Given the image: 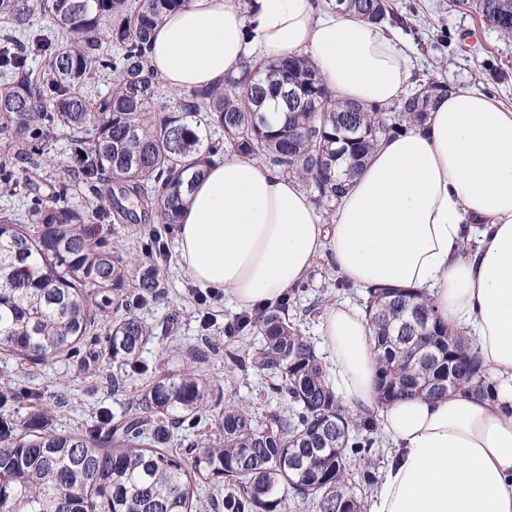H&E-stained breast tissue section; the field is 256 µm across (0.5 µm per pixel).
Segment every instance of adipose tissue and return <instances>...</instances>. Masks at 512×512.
Returning <instances> with one entry per match:
<instances>
[{"label":"adipose tissue","instance_id":"adipose-tissue-1","mask_svg":"<svg viewBox=\"0 0 512 512\" xmlns=\"http://www.w3.org/2000/svg\"><path fill=\"white\" fill-rule=\"evenodd\" d=\"M304 54L344 102L394 103L411 73L388 26L316 0H189L152 36L149 66L173 91L211 87L245 58ZM177 256L236 308L276 305L317 259L352 286L421 293L466 332L495 400L456 393L377 408L362 307L329 306L323 358L342 405L375 410L394 445L369 512H512V110L455 89L424 124L386 136L353 175L332 221L297 181L228 151L188 197Z\"/></svg>","mask_w":512,"mask_h":512}]
</instances>
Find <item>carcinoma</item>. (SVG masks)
<instances>
[{
	"label": "carcinoma",
	"mask_w": 512,
	"mask_h": 512,
	"mask_svg": "<svg viewBox=\"0 0 512 512\" xmlns=\"http://www.w3.org/2000/svg\"><path fill=\"white\" fill-rule=\"evenodd\" d=\"M189 0H0L10 34L0 39V190L19 196L25 216L0 211V355L34 368L81 351L103 317L115 314L105 356L112 388L147 372L154 336L139 310L164 298L160 263L146 248L129 255L94 236L92 224L134 223L170 234L195 180L228 145L276 166L333 210L342 179L405 123H421L447 92H418L388 107L342 102L311 61L244 63L224 86L180 93L163 104L146 46L157 24ZM512 40V0H453ZM363 20L406 26L389 0H341ZM108 42L117 48H103ZM43 66H30L33 56ZM102 81L109 88L92 94ZM280 98V113L266 100ZM65 139L60 161L52 143ZM79 189L94 199L68 205ZM379 370V403L472 390L495 397L479 357L408 289L376 288L364 302ZM290 300L225 328H251L258 344L225 352L231 364L275 377L288 408L256 417L224 402L220 440L190 455L174 434L221 401L192 367L161 370L139 402L104 411L98 424L59 433L38 392L18 399L0 383V512H198L199 491L224 481V512H367L378 480L373 422L345 408L329 388L316 350L288 314Z\"/></svg>",
	"instance_id": "carcinoma-1"
}]
</instances>
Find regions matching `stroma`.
Returning a JSON list of instances; mask_svg holds the SVG:
<instances>
[{
  "label": "stroma",
  "mask_w": 512,
  "mask_h": 512,
  "mask_svg": "<svg viewBox=\"0 0 512 512\" xmlns=\"http://www.w3.org/2000/svg\"><path fill=\"white\" fill-rule=\"evenodd\" d=\"M394 3L410 21L400 36L407 44L411 89L434 79L452 88L479 90L512 109V40L501 38L475 13L451 6L449 0ZM162 263L165 298L141 312L143 319L157 330L142 353L148 368L182 363L191 350L209 341L215 350L199 369L220 385L225 396L245 401L258 416L283 409V401L271 394V378L259 373L238 374L224 358L225 349L251 341L249 333L230 336L224 331L227 324L240 317V310L220 297L204 304L198 302L197 286L178 263L175 237L165 239ZM165 325L170 328L166 334L161 331ZM111 371L104 361L86 365L78 355L61 357L31 370L0 361V377L11 379L19 395L11 407L14 416H25L24 396L37 391L52 405L53 424L61 431L90 427L97 424L99 411H118L136 402L147 375L129 378L116 393L108 381Z\"/></svg>",
  "instance_id": "35a3bbf8"
}]
</instances>
